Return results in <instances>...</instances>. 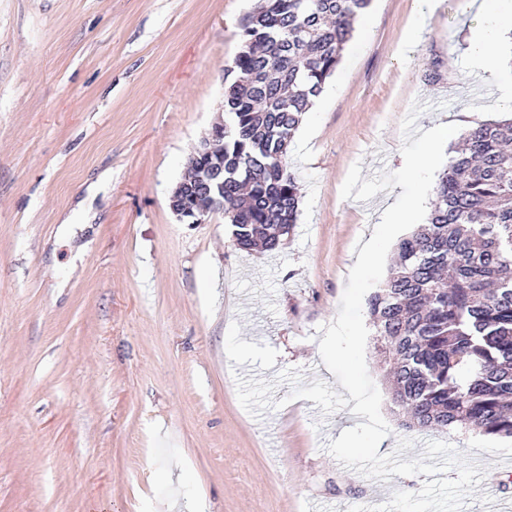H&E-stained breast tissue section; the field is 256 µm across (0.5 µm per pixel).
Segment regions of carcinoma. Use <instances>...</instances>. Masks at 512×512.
<instances>
[{
	"label": "carcinoma",
	"instance_id": "carcinoma-1",
	"mask_svg": "<svg viewBox=\"0 0 512 512\" xmlns=\"http://www.w3.org/2000/svg\"><path fill=\"white\" fill-rule=\"evenodd\" d=\"M369 3L262 0L243 19L214 152L224 184L198 155L183 173L224 198L240 250L272 251L293 231L299 183L285 156ZM397 254L367 305L404 426L512 437V120L468 131Z\"/></svg>",
	"mask_w": 512,
	"mask_h": 512
}]
</instances>
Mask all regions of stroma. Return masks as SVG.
Instances as JSON below:
<instances>
[{
    "instance_id": "stroma-1",
    "label": "stroma",
    "mask_w": 512,
    "mask_h": 512,
    "mask_svg": "<svg viewBox=\"0 0 512 512\" xmlns=\"http://www.w3.org/2000/svg\"><path fill=\"white\" fill-rule=\"evenodd\" d=\"M372 0L286 162L298 222L275 252L239 250L222 216L183 224L168 206L216 121L224 69L257 0H0V512H348L418 491L326 449L360 416L289 400L260 416L237 378L297 369L339 390L319 355L362 246L401 187L345 200L350 167L401 168V123L504 120L498 82L468 40L478 0ZM77 228L67 234L63 217ZM368 371L402 460L443 440L503 482L462 512H502L512 438L409 431L375 337Z\"/></svg>"
}]
</instances>
